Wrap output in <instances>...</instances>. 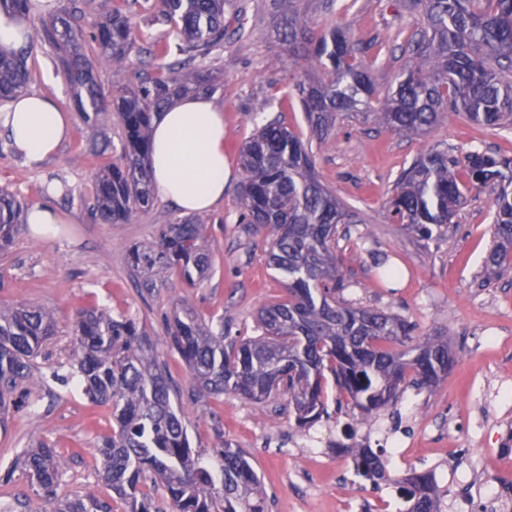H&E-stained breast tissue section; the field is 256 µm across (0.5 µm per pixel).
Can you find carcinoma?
<instances>
[{
  "label": "carcinoma",
  "instance_id": "1",
  "mask_svg": "<svg viewBox=\"0 0 512 512\" xmlns=\"http://www.w3.org/2000/svg\"><path fill=\"white\" fill-rule=\"evenodd\" d=\"M297 2L272 0L270 23L303 76L291 85L319 144L344 119H373L397 135L423 136L448 111L475 124L512 129V0H409L426 17L424 30L408 41L409 59L385 94L372 79L380 53L354 42L340 28L316 30ZM107 8L91 34L78 24L75 0L42 24V40L62 64L85 122L116 113L122 127L118 162L100 165L90 211L101 224H130L156 200L149 169L155 114L190 94H211L222 80L203 66L224 49L227 0H124ZM31 0H0V12L29 17ZM172 26L162 45L136 47L135 16ZM152 72L139 83L107 95L95 78L100 60L121 66L133 48ZM31 47L0 48V101L27 92ZM173 61L154 65L157 59ZM243 181L239 221L249 230L270 227L268 264L287 295L255 314L260 335L239 340L231 327L199 315L185 299L166 319L165 342L189 370L194 401L239 395L257 404L288 398L298 426L328 415L324 389L332 376L336 402L350 401L366 414L397 402L404 387H431L453 366L447 337H415L409 318L357 306L344 297L351 287L337 255L358 214L324 185L315 156L284 120L258 128L239 148ZM468 184H462L460 173ZM497 188L493 245L485 258V281L498 278L512 254V157L470 150L463 158L430 149L403 169L388 202V216L417 241L448 232L465 190ZM26 200L0 189V257L7 258ZM130 276L148 295L170 275L189 288L215 272L213 242L203 221L177 217L162 225L159 240L132 245L123 256ZM53 311L35 304L0 306V428L12 394L36 385L35 360L57 334ZM74 363L69 375L82 394L112 412V435L98 448L99 476L126 512H265L266 496L245 453L223 440L210 456L192 450L184 415L173 402L181 392L156 341L136 321L95 307L78 310L72 322ZM20 464L55 503L53 512H112L92 493L58 497L63 464L52 446L27 449ZM355 474L373 484L389 480L380 454L353 452ZM407 512H440L432 474L395 479ZM161 494V500L155 495Z\"/></svg>",
  "mask_w": 512,
  "mask_h": 512
}]
</instances>
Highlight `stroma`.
<instances>
[{
	"label": "stroma",
	"instance_id": "1",
	"mask_svg": "<svg viewBox=\"0 0 512 512\" xmlns=\"http://www.w3.org/2000/svg\"><path fill=\"white\" fill-rule=\"evenodd\" d=\"M301 7L317 29L340 27L352 39L381 48L375 79L383 91L407 60L404 36L425 24L422 9L409 8L406 0H302ZM270 8V0H230L228 39L206 62L224 78L213 98L224 110V154L231 169L223 201L202 216L214 242L216 272L194 288L170 278L149 299L139 295L122 256L134 243L155 239L178 212L160 199L130 224L92 220L94 172L100 160H117L122 129L112 115L88 128L73 112L72 90L55 53L35 44L28 60L30 92L53 98L74 115L70 136L36 165L0 134V188L54 207L65 218L48 240L23 227L10 256L0 262V304L34 303L57 315L59 332L39 358L38 373L70 366L71 316L79 307L97 305L144 324L186 394L189 373L165 344L164 317L175 301L185 298L202 315L223 317L233 335L246 338L257 333L255 310L285 296L280 276L267 264L265 233L245 232L238 222L236 195L242 178L238 148L257 125L280 115L303 140L311 138L298 102L288 96L297 69L269 34ZM437 146L458 156L479 149L512 157V129L476 125L450 112L427 135L409 139L370 121L345 120L312 150L322 182L361 218L339 249L351 283L346 298L409 317L416 335L447 336L455 355L448 375L429 389L406 388L377 415L348 406L308 429L299 428L279 400L260 406L227 395L183 403L194 449L216 446L219 422L225 440L246 453L264 484L266 512H381L382 500L396 490L355 476L351 451L364 447L381 453L394 476L431 473L443 492L442 512H487L493 493L503 505L512 504V268L491 284L482 282L496 192L470 190L447 235L426 244L407 236L387 214L401 170ZM376 254L389 255L401 269L396 284L379 278L372 263ZM14 399L17 406L0 430V473L13 472L10 483H0V503L9 512L45 508L42 492L13 468L24 449L44 441L64 463L58 495L90 492L112 501L114 512H125L98 475L96 450L112 433L110 409L91 407L72 385L53 381L16 392Z\"/></svg>",
	"mask_w": 512,
	"mask_h": 512
}]
</instances>
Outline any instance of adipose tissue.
Returning <instances> with one entry per match:
<instances>
[{
  "label": "adipose tissue",
  "instance_id": "obj_1",
  "mask_svg": "<svg viewBox=\"0 0 512 512\" xmlns=\"http://www.w3.org/2000/svg\"><path fill=\"white\" fill-rule=\"evenodd\" d=\"M0 127L30 163L53 154L71 118L38 94L16 98L0 112ZM150 160L157 194L184 215L210 210L224 198L230 170L224 161V114L206 95L188 96L153 119Z\"/></svg>",
  "mask_w": 512,
  "mask_h": 512
}]
</instances>
